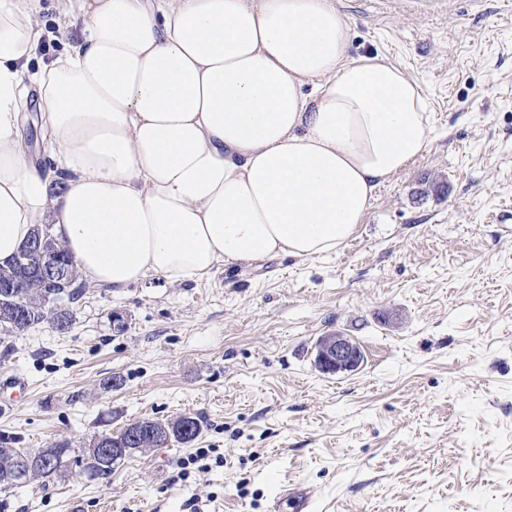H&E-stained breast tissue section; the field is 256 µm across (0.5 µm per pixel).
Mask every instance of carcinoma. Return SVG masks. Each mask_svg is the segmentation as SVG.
<instances>
[{"label": "carcinoma", "instance_id": "carcinoma-1", "mask_svg": "<svg viewBox=\"0 0 512 512\" xmlns=\"http://www.w3.org/2000/svg\"><path fill=\"white\" fill-rule=\"evenodd\" d=\"M42 236L45 249L56 258L60 263L66 264L72 272L74 278V287L72 288H49L46 284L34 278H24L23 276V254H18L13 263L7 267H0V307L3 306V289L1 286L16 282L13 299L15 305L29 309L33 324L38 325L49 322L60 332L66 330L59 324V318L62 315L72 317V310L62 311L54 306L52 299H57V303L68 305L72 301H77L90 291L92 285L86 282L79 274L74 257L65 249L54 233L53 225L37 224L35 225L32 237ZM135 425L141 428V439L135 443L128 441L127 428L112 433L110 431L101 432L92 437L88 445L81 449L80 455H75V449L69 447V443L63 442L48 449V453L54 458H60L63 464L51 469L37 467L29 471L28 475L21 482L11 481L9 477L13 475L16 469L15 451H6L0 449V491H8L19 484L28 483L36 478H50L55 475H61L68 470L70 463L74 462L82 466V472L90 478H106L112 474V471L119 466V462H113L100 452V446L105 445L109 448H118L125 445L129 448H135V452L143 454L155 448H158L172 440L181 444H188L195 441L202 432V422L193 416H181L174 420L166 422L153 419H142L135 422Z\"/></svg>", "mask_w": 512, "mask_h": 512}]
</instances>
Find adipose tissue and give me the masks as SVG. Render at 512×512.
Segmentation results:
<instances>
[{"mask_svg":"<svg viewBox=\"0 0 512 512\" xmlns=\"http://www.w3.org/2000/svg\"><path fill=\"white\" fill-rule=\"evenodd\" d=\"M0 0V266L50 224L89 283L334 253L424 153L420 85L349 54L335 0ZM37 94L52 166L27 158ZM53 15L52 11H49L46 19L48 20L47 28L52 31L51 38L43 41V45L40 48L39 55L44 57L45 61H48L50 57L59 49L62 48V44L67 40L71 39L75 33V29H59L51 21L50 18ZM54 43V45H52ZM45 45V46H44Z\"/></svg>","mask_w":512,"mask_h":512,"instance_id":"adipose-tissue-1","label":"adipose tissue"}]
</instances>
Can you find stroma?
Returning <instances> with one entry per match:
<instances>
[{"mask_svg":"<svg viewBox=\"0 0 512 512\" xmlns=\"http://www.w3.org/2000/svg\"><path fill=\"white\" fill-rule=\"evenodd\" d=\"M336 5L352 57L424 89L426 152L336 253L101 287L67 330L11 338L0 434L16 447L77 449L143 418L203 430L107 479L74 465L12 489L5 512H270L287 486L309 512H512V0ZM337 332L357 371L316 367Z\"/></svg>","mask_w":512,"mask_h":512,"instance_id":"stroma-1","label":"stroma"}]
</instances>
